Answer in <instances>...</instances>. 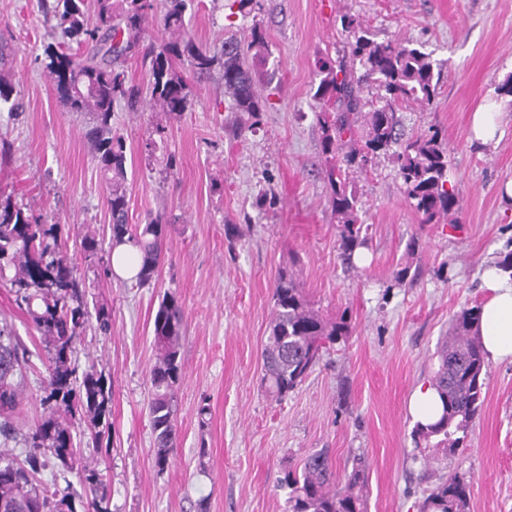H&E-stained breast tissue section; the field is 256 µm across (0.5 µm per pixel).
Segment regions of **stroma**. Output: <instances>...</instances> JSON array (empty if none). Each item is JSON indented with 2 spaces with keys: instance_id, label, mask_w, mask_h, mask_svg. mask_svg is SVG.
Wrapping results in <instances>:
<instances>
[{
  "instance_id": "35a3bbf8",
  "label": "stroma",
  "mask_w": 512,
  "mask_h": 512,
  "mask_svg": "<svg viewBox=\"0 0 512 512\" xmlns=\"http://www.w3.org/2000/svg\"><path fill=\"white\" fill-rule=\"evenodd\" d=\"M231 2L202 0L185 24L210 45L230 36L247 43L253 24L264 29L268 55L253 65L257 92L271 106L252 130H240L218 75L197 76L184 59L174 67L191 91L186 112L114 106L126 140L129 221L157 211L170 220L157 281L137 286L111 274L108 251L85 256L68 246L90 306L112 317L111 335L86 327L74 353L79 368L95 366L112 386L100 441L108 512H287L278 477L324 448L340 476L354 458L367 459V512H419L429 490L453 475L469 485V512H512V362H488L484 406L462 451L419 460L408 409L431 378L453 316L482 303L484 267L512 255V201L503 194L512 181V96L497 92L512 78V0H261L251 17L231 14ZM345 16L375 41L425 45L438 62L433 102L395 112L404 135L438 131L460 201L454 222L421 223L392 156L379 155L350 175L368 245L364 260L349 263L314 97L320 60L346 55ZM59 37L44 0H0V77L14 84L19 103L0 112V139L9 143L0 192L45 223L104 232L108 188L83 139L85 120L67 111L42 74L43 49ZM488 105L501 136L484 144L471 119ZM156 126L167 136L154 143ZM170 154L177 166L168 175ZM268 191L277 204L256 208ZM229 224L239 237L226 238ZM282 266L293 268L324 317L346 319L349 334L276 399L261 384L260 353ZM168 291L183 304L186 335L177 449L161 471L147 400L152 322ZM0 319L32 353L17 412L29 426L43 415V338L3 286Z\"/></svg>"
}]
</instances>
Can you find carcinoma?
I'll return each mask as SVG.
<instances>
[{
    "instance_id": "1",
    "label": "carcinoma",
    "mask_w": 512,
    "mask_h": 512,
    "mask_svg": "<svg viewBox=\"0 0 512 512\" xmlns=\"http://www.w3.org/2000/svg\"><path fill=\"white\" fill-rule=\"evenodd\" d=\"M195 0H53L46 7L58 21L62 41L44 48L43 72L54 84L68 111L88 115L83 139L97 170L108 184L109 244L131 242L139 252L138 286L158 277L168 220L163 213L144 224L129 222L125 187L126 141L114 128V104L139 103L142 90L129 83L124 63L136 57L148 68L149 102L163 112L181 114L190 106V92L173 60L185 58L199 76L220 75L230 94L229 109L255 116L266 108L255 90V81L244 60L241 44L226 38L220 46L198 44L185 32V14ZM160 18L178 38L159 47L143 46L144 28ZM348 32L347 57L363 70L359 78L347 69L324 60L319 66L315 99L334 102L336 116L322 121L324 151L336 158L325 176L330 202L341 224V250L349 260L365 244L358 224V199L349 189L346 167H365L370 157L391 153L404 192L421 223L431 224L456 213L459 200L448 188V155L438 133L403 139L394 105H428L435 98L439 64L419 48L392 41L377 42L353 19L342 18ZM85 77L90 86L82 96L64 90L67 78ZM373 83L384 91L385 105L366 114L365 149L354 147L355 115L361 112L362 88ZM18 108L13 85L0 78V111ZM72 228L47 224L28 212L23 203L0 199V280L11 288L18 307L28 314L45 343L47 375L42 405L49 414L25 433L13 419L23 383L24 353L7 322H0V512H107L101 473L84 466L82 483L92 498L50 487L38 481L49 467L71 470L80 455L70 430L71 420H86L94 439L97 428L107 424L112 386L92 370L78 372L72 363L75 344L90 319L97 331H112L111 316L103 309L92 313L77 267L63 252ZM84 254L94 255L103 240L91 229L78 234ZM273 316L262 351L263 383L277 399L293 390L320 355L349 332L345 321H332L314 309L292 269L282 267L273 284ZM479 307L462 309L455 316L436 352L432 386L441 405L440 418L416 423V444L435 452L454 454L466 447L468 431L485 400L486 357L477 334ZM185 312L180 299L165 293L153 321L156 362L149 372L151 387L148 419L157 448L155 466L162 471L175 450L177 425L174 391L183 377L182 339ZM368 466L357 459L343 484H336L328 452L310 455L299 470L288 469L277 487L288 489V512H366L364 490ZM470 489L460 478L450 477L425 498V512H467Z\"/></svg>"
}]
</instances>
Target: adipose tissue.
<instances>
[{
    "label": "adipose tissue",
    "mask_w": 512,
    "mask_h": 512,
    "mask_svg": "<svg viewBox=\"0 0 512 512\" xmlns=\"http://www.w3.org/2000/svg\"><path fill=\"white\" fill-rule=\"evenodd\" d=\"M486 298L481 305L478 334L486 356L512 361V275L488 265L481 276Z\"/></svg>",
    "instance_id": "1"
}]
</instances>
